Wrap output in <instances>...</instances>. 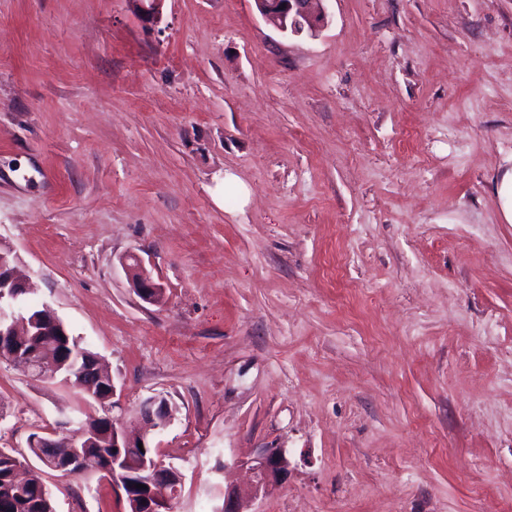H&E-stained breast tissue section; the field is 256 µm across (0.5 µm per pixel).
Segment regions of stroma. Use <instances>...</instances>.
I'll list each match as a JSON object with an SVG mask.
<instances>
[{
  "instance_id": "1",
  "label": "stroma",
  "mask_w": 512,
  "mask_h": 512,
  "mask_svg": "<svg viewBox=\"0 0 512 512\" xmlns=\"http://www.w3.org/2000/svg\"><path fill=\"white\" fill-rule=\"evenodd\" d=\"M324 7L312 36L253 0H0V242L116 388L0 359V448L164 397L173 512H512V0ZM267 448L288 478L254 498ZM43 479L126 512L101 473ZM124 267L134 291L142 301L153 305L163 303L165 298L163 285L153 277L152 272L139 256H129ZM114 391L113 378L111 379L109 375L101 381H94L91 389L82 388L83 397L87 401L104 405L112 399Z\"/></svg>"
}]
</instances>
